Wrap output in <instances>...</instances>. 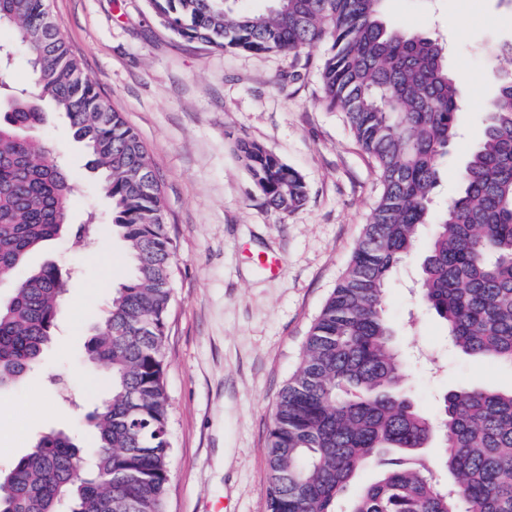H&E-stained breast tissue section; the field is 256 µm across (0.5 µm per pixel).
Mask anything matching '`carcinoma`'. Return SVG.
Segmentation results:
<instances>
[{
	"instance_id": "cac0c4a2",
	"label": "carcinoma",
	"mask_w": 512,
	"mask_h": 512,
	"mask_svg": "<svg viewBox=\"0 0 512 512\" xmlns=\"http://www.w3.org/2000/svg\"><path fill=\"white\" fill-rule=\"evenodd\" d=\"M150 0L176 35L217 50L297 54L332 41L321 70L326 109L344 114L373 160L381 193L351 260L308 333L300 363L272 410L267 512H337L361 471L375 478L348 512H512V390L451 389L434 419L404 391L405 367L385 316L386 287L431 227L419 256L418 298L468 356L512 366V68L497 72L483 138L460 173V192L432 209L438 160L457 137L459 92L443 47L381 18L382 0ZM34 77V92L0 102V388L41 362L66 300L53 263L14 278L39 248L80 243L74 184L30 131L42 102L66 115L87 165L101 176L131 277L86 345L109 394L79 431L51 430L0 480V512H166L171 440L165 339L176 246L149 152L70 53L48 0H0ZM239 156L275 211L306 198L297 171L243 139ZM443 448L447 479L427 450Z\"/></svg>"
}]
</instances>
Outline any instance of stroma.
I'll return each instance as SVG.
<instances>
[{
  "instance_id": "1",
  "label": "stroma",
  "mask_w": 512,
  "mask_h": 512,
  "mask_svg": "<svg viewBox=\"0 0 512 512\" xmlns=\"http://www.w3.org/2000/svg\"><path fill=\"white\" fill-rule=\"evenodd\" d=\"M55 24L104 101L146 144L176 242L165 342L171 409L167 512H266V439L273 405L296 369L308 330L346 268L380 192L376 169L342 113L322 104L320 70L329 43L299 55L216 51L179 37L148 0H50ZM382 18L411 34H439L461 101L459 138L439 162L437 207L460 190L458 173L480 141L495 56L512 40L502 0H383ZM0 67V95L31 89L14 31ZM77 187L73 223L95 222L81 245L56 242L29 266L56 263L72 279L56 336L38 370L0 391V474L51 429H73L106 388L84 362L85 346L130 265L83 146L58 112L34 131ZM255 141L295 169L302 207L267 208L238 157ZM417 264L403 263L386 292V316L408 367V391L438 413L446 391L512 389V367L448 343L441 320L414 293Z\"/></svg>"
}]
</instances>
